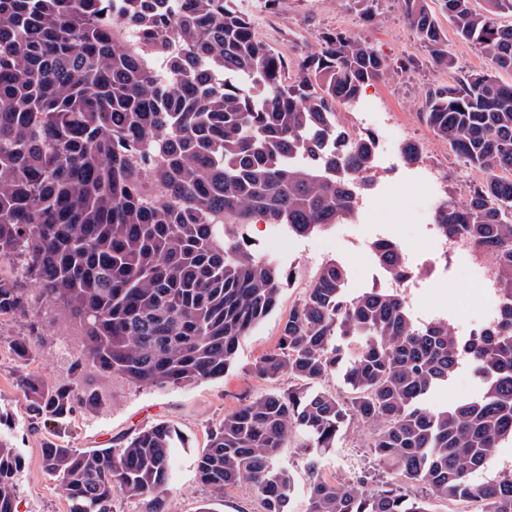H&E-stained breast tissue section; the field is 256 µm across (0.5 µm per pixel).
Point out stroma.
<instances>
[{
  "label": "stroma",
  "mask_w": 512,
  "mask_h": 512,
  "mask_svg": "<svg viewBox=\"0 0 512 512\" xmlns=\"http://www.w3.org/2000/svg\"><path fill=\"white\" fill-rule=\"evenodd\" d=\"M234 3L251 19L256 37L292 64L316 53L322 33L329 30L342 29L365 40L389 64L390 74L365 87L357 102L337 105V115L345 125L373 135L381 144L399 133H409L412 141L419 144L421 157L413 164L399 155L377 157L376 175L363 191L365 207L351 219L323 231L308 236L287 234L276 246L272 243V225L263 218H253L244 232L248 249L274 259L291 273L292 279L284 285L277 309L241 340L236 363L224 377L183 388H137L116 382L106 388L108 403L104 409L77 414L62 426L65 439L82 449L112 447L118 435L134 433L152 422L167 421L177 427L185 443L174 452L172 482L165 495L166 512H200L206 506L214 512H260V503L246 484L230 490L224 499H211L197 478V456L206 445L208 430L235 409L241 398L256 396L274 385L288 387V378H280L273 385L256 379L249 368L276 347L283 321L322 264L337 260L347 268L346 291L350 296L391 287L389 274L376 263L365 243L376 229H383L385 238L396 241L404 252L421 256V266L414 271L416 285L406 292L407 309L415 321L445 319L454 324L478 317L495 304L494 297L469 278L463 259L435 257L432 238L422 233L433 217L427 207V189L411 182L417 171L442 170L444 200L460 204L466 201L467 168L423 122L421 113L431 89L455 82L469 71L491 70L489 62L457 35L447 15L441 13L437 19L448 36L456 66L434 69L425 49L407 29L399 0H374L375 19L367 26L360 25L353 0H278L271 9L265 7L264 0ZM32 331L44 338L33 370L54 383L71 378L65 346L45 318H0V411L7 414L0 423V436L13 445L24 461L17 512H69L64 494L42 467L41 448L53 425L31 418L14 381L10 342ZM368 434V429L351 425L336 447L326 452L323 475L330 480L363 471L384 475V468L373 461L364 446ZM306 444L304 436L293 434L280 453L279 463L293 475L296 485L288 512L307 509Z\"/></svg>",
  "instance_id": "obj_1"
}]
</instances>
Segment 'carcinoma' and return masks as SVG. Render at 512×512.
Listing matches in <instances>:
<instances>
[{
    "instance_id": "carcinoma-1",
    "label": "carcinoma",
    "mask_w": 512,
    "mask_h": 512,
    "mask_svg": "<svg viewBox=\"0 0 512 512\" xmlns=\"http://www.w3.org/2000/svg\"><path fill=\"white\" fill-rule=\"evenodd\" d=\"M233 0H0V258L17 256L39 299L0 275V317L46 315L80 347L76 382L30 369L39 336L13 340L15 383L36 419L64 423L105 405L98 377L178 387L224 376L242 337L276 310L285 274L242 243L256 216L298 236L340 224L372 180L376 141L352 135L334 105L354 102L389 67L360 38L321 36L288 59L260 41ZM456 33L494 68L512 70V0H435ZM437 68L456 62L427 0H402ZM425 122L486 178L434 223L495 263L497 318L473 336L448 322L416 324L398 293L345 294L347 270L325 263L288 313L275 349L251 374L293 384L244 399L214 426L196 460L213 497L248 483L261 512H288L295 492L278 457L293 432L308 441L306 512H433L411 493L512 512V472L477 482L512 441V85L474 71L426 98ZM334 140L341 151L324 152ZM397 281L411 277L393 242L374 243ZM468 361L483 388L446 409L428 403ZM339 373L343 388L321 381ZM392 478L327 480L321 454L346 426ZM167 422L82 450L63 436L42 448L69 512H113L122 495L164 512L173 448ZM23 463L0 438V512H16Z\"/></svg>"
}]
</instances>
